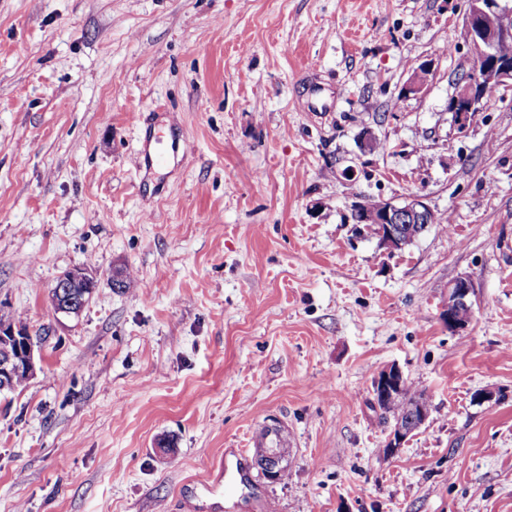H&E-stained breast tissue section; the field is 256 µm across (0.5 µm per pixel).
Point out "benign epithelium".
<instances>
[{
	"mask_svg": "<svg viewBox=\"0 0 512 512\" xmlns=\"http://www.w3.org/2000/svg\"><path fill=\"white\" fill-rule=\"evenodd\" d=\"M469 10L464 19L467 43L482 49L480 59L473 61L472 69L457 80L448 110L459 132H465L474 115L486 108L487 96L497 89L512 90V58L497 53V45L512 42V0H468ZM356 225L380 224L382 229L376 237L378 245L389 253L403 250L410 243L402 225L421 224L427 228L432 223L434 211L417 194L398 200L379 199L355 201L351 205ZM96 277L83 267H76L61 274L52 288L55 313L67 316L78 315L86 301L58 305L63 290L78 287L82 283H94ZM471 285L465 278L455 280L448 287V305L443 320L448 330L458 332L467 326L459 313L469 308L468 296ZM36 344L31 336L17 334L15 328L0 323V391L7 390L16 374L33 375L35 370ZM403 374L396 366L378 373L374 380L376 398L395 396ZM429 417V407L420 405L413 409L409 423L391 430L387 438V455L395 454L407 442L409 436L419 429ZM285 452L272 448L260 454V465L266 478L274 480L285 470Z\"/></svg>",
	"mask_w": 512,
	"mask_h": 512,
	"instance_id": "obj_1",
	"label": "benign epithelium"
}]
</instances>
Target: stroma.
I'll return each instance as SVG.
<instances>
[{
	"label": "stroma",
	"instance_id": "obj_1",
	"mask_svg": "<svg viewBox=\"0 0 512 512\" xmlns=\"http://www.w3.org/2000/svg\"><path fill=\"white\" fill-rule=\"evenodd\" d=\"M467 10L0 0V321L39 340L0 395V512H180L275 424L288 477L237 512H512V93L458 133ZM149 127L184 146L139 169ZM413 193L448 223L393 255L355 236L353 201ZM79 266L98 288L54 313ZM392 365L430 416L387 457ZM81 283H96V277L86 268L76 267L61 274L52 288V299L55 313L67 316L78 315L87 301L79 297V303L69 302L68 305L58 306V299L62 297L63 289L78 288ZM57 294V296H56ZM471 292V285L465 278H458L448 288V305L443 312V320L448 330L458 332L467 326L459 313L469 308L468 296ZM404 376L396 366L388 367L378 373L374 380L375 394L374 399H385L389 396L394 397L399 390Z\"/></svg>",
	"mask_w": 512,
	"mask_h": 512
}]
</instances>
